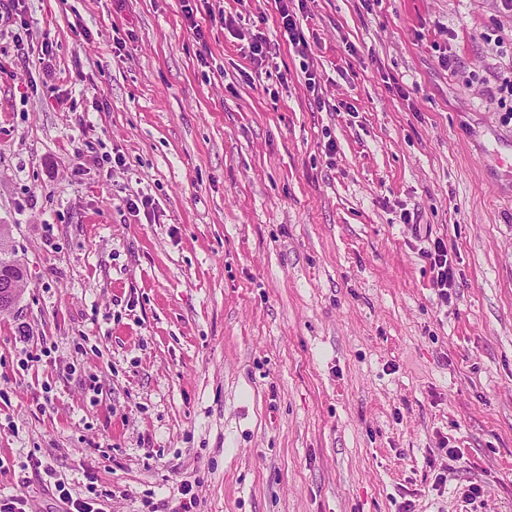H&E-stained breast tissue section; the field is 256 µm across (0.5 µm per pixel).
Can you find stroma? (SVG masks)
<instances>
[{
	"instance_id": "35a3bbf8",
	"label": "stroma",
	"mask_w": 512,
	"mask_h": 512,
	"mask_svg": "<svg viewBox=\"0 0 512 512\" xmlns=\"http://www.w3.org/2000/svg\"><path fill=\"white\" fill-rule=\"evenodd\" d=\"M298 21L303 54L275 0H0V225L27 271L0 495L63 512L48 465L104 512H179L182 479L194 512H512V13ZM425 257L430 261V265L435 273L433 286L437 288V295L441 302L448 301V288L454 286V271L448 259V248L440 238L434 239L429 250L425 252Z\"/></svg>"
}]
</instances>
